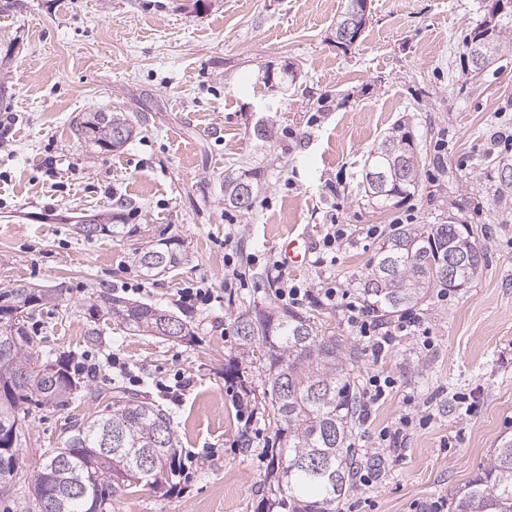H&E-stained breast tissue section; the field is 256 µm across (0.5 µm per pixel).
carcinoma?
<instances>
[{
  "instance_id": "1",
  "label": "carcinoma",
  "mask_w": 512,
  "mask_h": 512,
  "mask_svg": "<svg viewBox=\"0 0 512 512\" xmlns=\"http://www.w3.org/2000/svg\"><path fill=\"white\" fill-rule=\"evenodd\" d=\"M512 36V10L485 11L463 45L468 69L480 73L501 58ZM483 47L487 62L477 68L472 50ZM124 128L133 137L127 119L93 112L77 128L84 140L114 151L127 141L112 140V131ZM416 154L412 135L398 125L371 151L362 171L365 196L379 205L416 190L420 166L409 163ZM387 175L383 188L377 177ZM265 170L252 167L224 175V204L249 210ZM467 261L444 270L455 257ZM142 273L156 277L182 261V253L167 241L135 254ZM483 261L475 237L453 221L429 228L407 224L395 229L384 243L364 293L384 315L417 303L430 288L456 290L473 279ZM61 288H34L16 283L0 288V301L33 318L42 306L62 298ZM94 308L118 319L135 335L157 336L173 343L190 342L194 332L181 323L183 334L166 336V324L176 316L162 308L102 292ZM314 321L297 313L255 310L237 322L238 349L245 361L268 364L267 391L271 415L282 445L269 462L266 512L277 505L288 512H336V502L352 487L360 465L352 447L357 396L347 375V364L357 351L343 348L334 336H323ZM93 389L84 384L68 359L39 355L25 326L0 322V496L17 491L23 473L18 448L25 440L26 414L22 405L35 398L44 404L65 406ZM179 439L164 410L135 397H115L95 415L65 423L55 451L64 455L82 488L77 497L66 495L65 475L42 465L28 487L23 512H111L112 500L139 486L160 489L177 471ZM451 512H512V438H500L483 472L451 493Z\"/></svg>"
}]
</instances>
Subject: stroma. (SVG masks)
Listing matches in <instances>:
<instances>
[{
	"mask_svg": "<svg viewBox=\"0 0 512 512\" xmlns=\"http://www.w3.org/2000/svg\"><path fill=\"white\" fill-rule=\"evenodd\" d=\"M342 0H0V287L26 282L62 287L27 328L39 352L99 367L95 397L63 409L30 406L19 465L27 477L54 446L64 423L103 410L112 392L144 396L171 418L181 454L198 464L189 479L123 496L112 512H257L276 427L261 365L236 364L243 314L285 310L267 262L288 235L306 233L308 263L286 269L289 284H325L362 296L392 229L454 220L484 254L478 274L416 310L432 346L401 337L374 364L341 309L314 299L295 305L318 333L358 358L355 392L373 369L393 392L358 417V454L377 446L414 398V425L372 486L357 487L339 512H418L449 498L481 472L499 437L512 434V196L495 194L498 163L512 162L501 133L512 131V45L487 71L460 60L480 23L484 0H371L370 20L348 48L331 39ZM292 67L286 92L258 83L264 71ZM89 112H120L136 127L120 151L86 142L76 125ZM275 127L266 153L257 124ZM411 131L422 158L419 186L381 207L364 197L361 170L396 124ZM267 169L250 210L224 206L228 166ZM118 216L119 236L77 235L82 217ZM347 225L351 242L335 262L318 258L327 225ZM378 236H367L370 225ZM164 238L184 259L149 278L136 249ZM233 262H226V255ZM244 273V288L225 278ZM210 288L217 302L188 299ZM167 309L196 339L174 344L137 336L116 320H92L102 291ZM101 331L86 346L89 324ZM128 365L137 384L113 361ZM192 380L180 399L163 388L175 373ZM469 396L472 412L452 397Z\"/></svg>",
	"mask_w": 512,
	"mask_h": 512,
	"instance_id": "stroma-1",
	"label": "stroma"
}]
</instances>
